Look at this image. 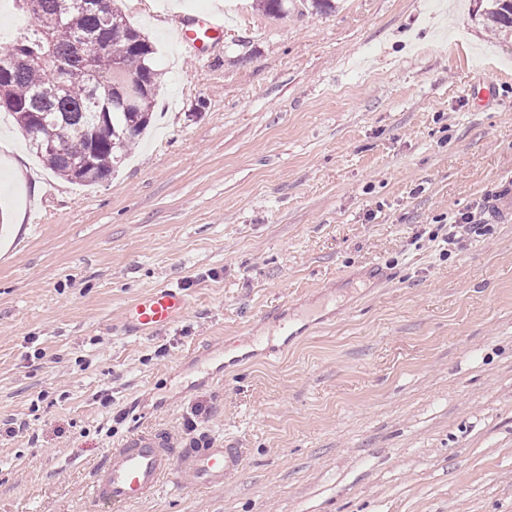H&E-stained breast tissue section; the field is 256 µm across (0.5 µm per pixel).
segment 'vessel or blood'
Here are the masks:
<instances>
[{
	"mask_svg": "<svg viewBox=\"0 0 512 512\" xmlns=\"http://www.w3.org/2000/svg\"><path fill=\"white\" fill-rule=\"evenodd\" d=\"M223 31L220 19L208 14L191 15L184 23L180 41L197 54ZM485 219L491 224L512 221L511 178L501 181L489 196ZM186 307L180 291L158 288L128 305L124 317L146 334L174 322ZM241 460V449L212 438L180 444L162 430L138 429L107 451L93 474L90 494L101 512H118L120 507L153 497L176 472L190 473L202 487L223 486L237 473Z\"/></svg>",
	"mask_w": 512,
	"mask_h": 512,
	"instance_id": "b4317fda",
	"label": "vessel or blood"
}]
</instances>
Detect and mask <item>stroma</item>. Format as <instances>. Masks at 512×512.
<instances>
[{"instance_id": "stroma-1", "label": "stroma", "mask_w": 512, "mask_h": 512, "mask_svg": "<svg viewBox=\"0 0 512 512\" xmlns=\"http://www.w3.org/2000/svg\"><path fill=\"white\" fill-rule=\"evenodd\" d=\"M117 6L162 80L112 178L57 177L0 112V512H95L92 470L150 427L243 465L120 512H512V223L484 221L512 178V33L474 0ZM195 13L226 22L200 58ZM164 287L183 316L128 331ZM320 302L280 354L191 363ZM185 296L172 288H158L133 301L125 309V319L142 333L166 327L186 310Z\"/></svg>"}]
</instances>
